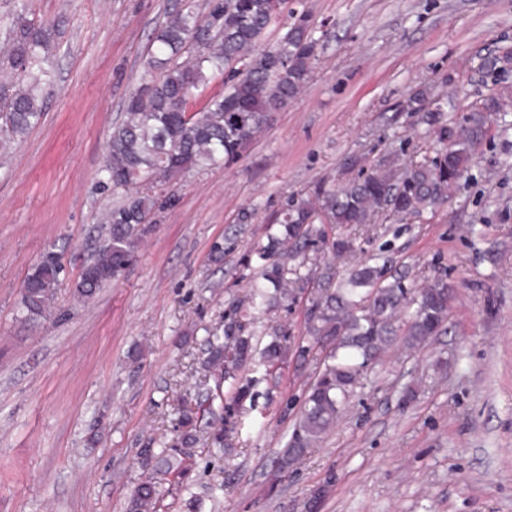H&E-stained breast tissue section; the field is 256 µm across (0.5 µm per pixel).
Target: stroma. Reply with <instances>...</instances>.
<instances>
[{
	"label": "stroma",
	"mask_w": 512,
	"mask_h": 512,
	"mask_svg": "<svg viewBox=\"0 0 512 512\" xmlns=\"http://www.w3.org/2000/svg\"><path fill=\"white\" fill-rule=\"evenodd\" d=\"M176 3L209 9L26 0L62 34L41 124L0 156V512H123L144 477L139 448L175 439L182 404L213 394L205 338L224 330L251 338L238 371L250 395L230 404L223 451L198 427L185 478H159L157 512H512V126L492 128L435 215L340 227L354 253L310 264L315 284L380 251L416 285L447 275L457 297L447 333L416 349L397 340L334 429L274 485L319 354H289L275 369L264 358L276 333L308 344L306 292L250 303L262 270L252 247L286 202L345 183L350 157L367 168L391 152L421 158L401 109L416 89L466 104L512 88V71L492 80L480 70L512 46V0H305L318 40L308 84L237 161L185 174L131 265L84 301L75 283L116 201L97 182L108 134ZM51 247L61 285L51 313L29 321L23 280Z\"/></svg>",
	"instance_id": "1"
}]
</instances>
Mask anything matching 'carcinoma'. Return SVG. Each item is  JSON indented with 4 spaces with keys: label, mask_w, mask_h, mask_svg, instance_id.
<instances>
[{
    "label": "carcinoma",
    "mask_w": 512,
    "mask_h": 512,
    "mask_svg": "<svg viewBox=\"0 0 512 512\" xmlns=\"http://www.w3.org/2000/svg\"><path fill=\"white\" fill-rule=\"evenodd\" d=\"M284 9L291 23L269 47L261 46V40L278 19L271 0H212L201 17L176 4L169 10L145 60L149 79L129 96L107 142L99 183L122 200L102 218L109 225L106 245L76 283L81 299H91L134 259L159 207L155 181L161 172L169 170L177 177L239 159L269 114L302 91L316 51L311 18L295 6L286 4ZM0 23L10 43L7 54L0 56V144L7 146L25 137L44 116L60 29L28 18L23 2ZM511 67L507 54L481 64L484 73L495 75ZM216 74L225 77L224 92L188 115L189 94ZM511 109L512 96L499 94L450 112L447 100L428 88L417 90L405 111L424 126L421 139L429 143V151L409 164L389 154L344 185L318 184L310 197L286 205L273 221L276 230L254 247L264 268L252 284V298L269 301L270 287L282 298L291 297L303 284L300 269L310 245L319 244L336 257L351 253V239L329 236L327 224H370L379 216L417 219L447 204L468 174L475 147ZM61 272L60 257L52 249L31 267L22 288L27 319L46 316ZM454 299L448 279L436 276L417 289L408 273L390 272L378 255L336 283L329 277L319 283L306 312L313 344L299 345L296 351L303 355L321 343L328 349L321 350V368L305 391L278 472L287 471L336 425L342 402L363 371L382 359L395 336L401 334L407 345L415 346L437 335L448 322ZM289 349L277 338L266 347L265 359L273 367L286 359ZM250 351L247 336L235 337L230 345L213 335L206 339L203 365L232 379ZM195 442L196 436L187 431L162 448L140 449L139 464L148 476L127 496L125 512H157L155 475H185L183 449Z\"/></svg>",
    "instance_id": "obj_1"
}]
</instances>
